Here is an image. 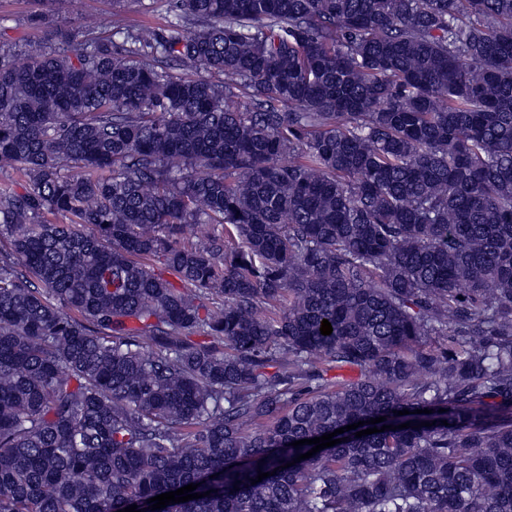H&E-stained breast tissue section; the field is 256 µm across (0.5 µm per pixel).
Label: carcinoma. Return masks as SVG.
<instances>
[{
  "mask_svg": "<svg viewBox=\"0 0 512 512\" xmlns=\"http://www.w3.org/2000/svg\"><path fill=\"white\" fill-rule=\"evenodd\" d=\"M169 14L0 46V512H512V0Z\"/></svg>",
  "mask_w": 512,
  "mask_h": 512,
  "instance_id": "carcinoma-1",
  "label": "carcinoma"
}]
</instances>
